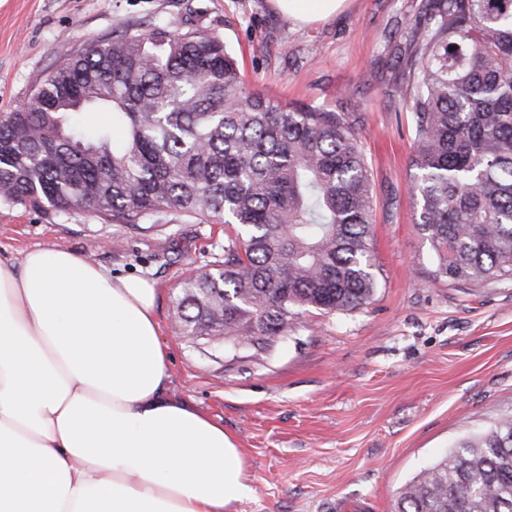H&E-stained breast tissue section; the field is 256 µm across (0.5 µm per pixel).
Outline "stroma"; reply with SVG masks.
I'll return each mask as SVG.
<instances>
[{"instance_id": "stroma-1", "label": "stroma", "mask_w": 512, "mask_h": 512, "mask_svg": "<svg viewBox=\"0 0 512 512\" xmlns=\"http://www.w3.org/2000/svg\"><path fill=\"white\" fill-rule=\"evenodd\" d=\"M428 0H348L301 25L271 0H0V113L38 88L62 49L126 29L219 37L246 88L349 112L371 172L379 284L347 314L310 310L270 352L185 336L182 282L224 260V224H115L0 203V255H88L155 282L169 394L242 448L251 496L232 512H392L401 488L459 439L512 411V281L459 288L432 276L409 191L414 136L405 47Z\"/></svg>"}]
</instances>
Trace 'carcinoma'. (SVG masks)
<instances>
[{
  "label": "carcinoma",
  "mask_w": 512,
  "mask_h": 512,
  "mask_svg": "<svg viewBox=\"0 0 512 512\" xmlns=\"http://www.w3.org/2000/svg\"><path fill=\"white\" fill-rule=\"evenodd\" d=\"M410 189L433 276L512 281V0H432L409 45ZM0 203L117 224H230L224 264L186 280V335L272 349L301 311L377 288L371 173L352 114L243 87L216 36L126 30L64 51L0 115ZM394 512H512V413L424 469Z\"/></svg>",
  "instance_id": "1"
}]
</instances>
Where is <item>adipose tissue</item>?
Returning <instances> with one entry per match:
<instances>
[{
	"mask_svg": "<svg viewBox=\"0 0 512 512\" xmlns=\"http://www.w3.org/2000/svg\"><path fill=\"white\" fill-rule=\"evenodd\" d=\"M308 24L345 0H272ZM143 277L69 250L0 257V512H231L247 464L223 426L168 396Z\"/></svg>",
	"mask_w": 512,
	"mask_h": 512,
	"instance_id": "adipose-tissue-1",
	"label": "adipose tissue"
}]
</instances>
